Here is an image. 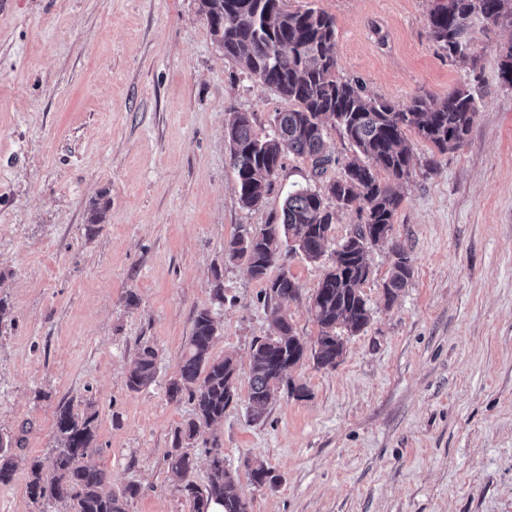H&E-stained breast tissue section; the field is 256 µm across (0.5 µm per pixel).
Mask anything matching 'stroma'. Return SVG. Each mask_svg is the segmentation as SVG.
<instances>
[{
  "label": "stroma",
  "instance_id": "obj_1",
  "mask_svg": "<svg viewBox=\"0 0 512 512\" xmlns=\"http://www.w3.org/2000/svg\"><path fill=\"white\" fill-rule=\"evenodd\" d=\"M199 0H5L0 6V433L27 427L21 457L56 446L62 404L96 410V453L113 493H140L125 512H190L167 470L175 430L192 415L170 400L197 312L219 325L215 356L237 362L238 400L189 450L205 485L210 440L238 474L250 512H512V86L499 76L512 26L473 35L467 62L449 61L428 34L430 0H288L336 20L339 74L405 107L459 85L478 111L455 151L438 156L414 131L392 242L369 250L363 293L371 320L345 339L336 367L305 355L264 420L247 410L253 341L272 302L227 242L281 213L289 191L322 189L350 147L325 135L331 161L314 174L285 154L272 189L244 208L224 137L228 112L258 134L289 103L226 58ZM106 197L104 223L88 227ZM337 215L327 248L351 234ZM413 275L386 304L392 243ZM282 253L298 297L287 305L307 345L308 307L331 262ZM224 284L215 300L214 277ZM155 346L154 381L137 391L127 369ZM272 480L254 487L246 462Z\"/></svg>",
  "mask_w": 512,
  "mask_h": 512
}]
</instances>
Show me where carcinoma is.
<instances>
[{"instance_id":"carcinoma-1","label":"carcinoma","mask_w":512,"mask_h":512,"mask_svg":"<svg viewBox=\"0 0 512 512\" xmlns=\"http://www.w3.org/2000/svg\"><path fill=\"white\" fill-rule=\"evenodd\" d=\"M200 11L224 56L241 62L248 73L295 107L273 116L271 133L254 131L247 112H230L224 124L236 176L239 200L246 208L260 206L271 188L270 177L280 167L285 152L305 155L313 170L322 172L331 158L325 153V123L331 119L353 149L343 163L341 178L325 192L301 188L288 193L279 224H266L256 233L235 235L225 247L231 259L244 258L256 279L267 280L269 299L278 306L273 334L252 344L248 404L252 420L259 421L277 389L285 382L284 361L303 359L305 341L296 335L285 304L294 300L299 286L287 271L267 279L268 270L283 246L310 261L320 260L337 212L360 202L361 224L335 252L332 264L313 293L309 312L319 327L314 359L321 367L336 366L344 352L343 335L354 336L368 325L370 312L362 288L370 276L367 249L392 238L394 218L402 202L401 183L410 175L412 154L404 144L407 129L445 154L459 149L469 135L477 113L476 101L465 86L435 104L417 97L401 108L371 98L355 81L336 76V22L323 10L288 9L287 0H200ZM512 26V0H433L428 15L431 39L450 59H465L476 24ZM384 171L388 180L377 176ZM109 201L90 203L87 223L105 220ZM394 262L383 284L386 304H391L413 274L404 249L392 247ZM218 333L212 315L202 310L193 319L182 351L178 374L167 388L172 401L188 396L193 417L177 429L168 470L180 482L191 512H210L212 504L223 512H249L247 499L237 488V475L224 466L218 442L210 475L200 487L189 479L193 461L183 448L190 447L205 429L224 417L238 398L237 368L228 356L216 357L212 347ZM157 351L139 348L127 374V387L138 391L155 377ZM97 412H73L64 405L56 413L59 446L48 460L26 463L27 496L40 512L62 503L66 512H125L122 500L136 497L140 489L127 486L121 495L107 489L105 471L85 464L93 451ZM23 436L0 434V483H8L20 459L12 453L22 447ZM252 485L271 481L262 464L248 466Z\"/></svg>"}]
</instances>
